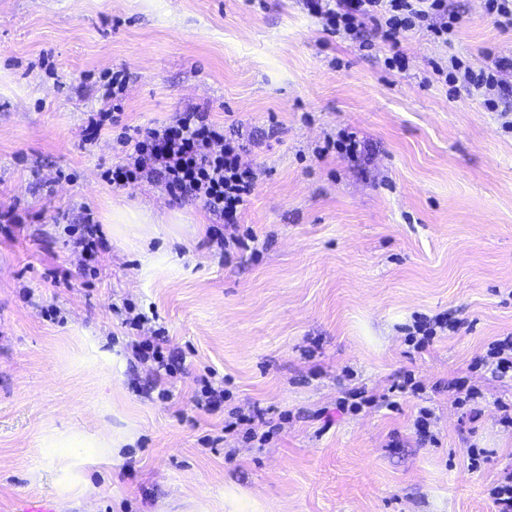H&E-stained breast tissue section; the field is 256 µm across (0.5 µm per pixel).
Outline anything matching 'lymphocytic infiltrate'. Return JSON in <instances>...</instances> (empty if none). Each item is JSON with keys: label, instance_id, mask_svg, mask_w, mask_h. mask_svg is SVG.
I'll list each match as a JSON object with an SVG mask.
<instances>
[{"label": "lymphocytic infiltrate", "instance_id": "lymphocytic-infiltrate-1", "mask_svg": "<svg viewBox=\"0 0 512 512\" xmlns=\"http://www.w3.org/2000/svg\"><path fill=\"white\" fill-rule=\"evenodd\" d=\"M307 10L326 21L329 32L344 34L371 46L373 40L387 44L392 54L387 63L403 67L401 37L424 29L442 42H450L459 18L449 12L446 0H305ZM512 67L502 58L490 66H476L460 58L448 61L447 83H464L483 96L487 107L512 98V87L500 74ZM125 152L119 163L106 170L107 182L121 188L148 181L163 187L172 199L200 202L217 223L210 237L221 250L242 246L236 235L224 228L235 225L237 216L255 190L251 171L243 162L250 143L237 130L225 131L207 112L192 109L170 125L134 129L119 138Z\"/></svg>", "mask_w": 512, "mask_h": 512}]
</instances>
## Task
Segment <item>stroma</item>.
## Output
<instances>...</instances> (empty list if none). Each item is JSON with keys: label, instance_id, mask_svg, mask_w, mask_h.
Returning a JSON list of instances; mask_svg holds the SVG:
<instances>
[{"label": "stroma", "instance_id": "35a3bbf8", "mask_svg": "<svg viewBox=\"0 0 512 512\" xmlns=\"http://www.w3.org/2000/svg\"><path fill=\"white\" fill-rule=\"evenodd\" d=\"M448 8L453 40L408 33L398 70L302 0H0V215L18 221L0 232V512L32 495L59 512H494L512 380L477 362L512 332V112L433 67L512 58V29L485 0ZM118 70L122 123L87 143ZM192 108L274 131L245 159L255 191L236 233L252 244L225 259L189 231L148 272L113 243V206L213 218L103 173L122 126ZM344 133L364 153L332 149ZM85 208L106 240L91 259L66 232ZM131 309L153 318L133 328ZM438 313L458 330L414 349L409 327ZM160 328L184 362L162 390L132 352ZM209 368L224 402L205 413ZM408 374L424 398L382 406ZM457 377L474 405L457 404ZM355 390L375 402L337 410ZM424 402L435 446L412 427ZM257 412L263 444L236 422ZM121 431L133 443L87 445Z\"/></svg>", "mask_w": 512, "mask_h": 512}]
</instances>
